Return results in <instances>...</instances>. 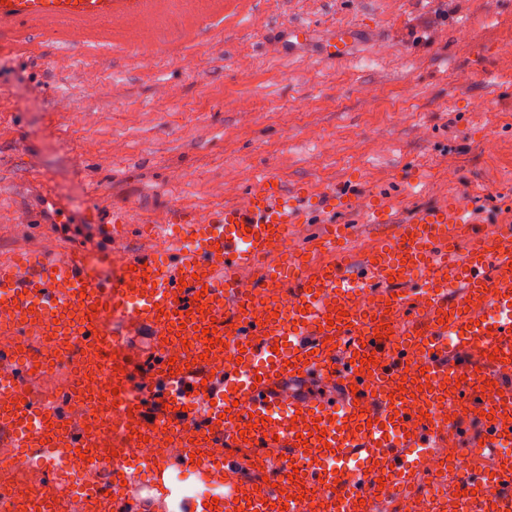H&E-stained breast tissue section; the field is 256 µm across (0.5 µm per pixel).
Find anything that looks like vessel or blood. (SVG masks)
Wrapping results in <instances>:
<instances>
[{
	"label": "vessel or blood",
	"instance_id": "1",
	"mask_svg": "<svg viewBox=\"0 0 512 512\" xmlns=\"http://www.w3.org/2000/svg\"><path fill=\"white\" fill-rule=\"evenodd\" d=\"M189 6V0H0V32L37 25L81 34L123 19L139 25L146 47L167 16ZM307 34V25L289 27L265 49L288 56ZM301 200L336 211L358 197L305 185L290 192L264 173L224 208L191 216L174 210L164 223L148 225L149 239L167 237L165 251H123L129 218L117 213L104 227L107 255L47 247L0 261V307L16 311L13 330L36 327L59 337L78 315L84 344L99 351L108 344L128 349L112 329L116 318L131 323V335L150 336L149 355L112 366L119 390L112 419L136 418L146 435L162 427L180 436L188 454L177 467L218 484L217 510L189 498L183 512H304L303 500L281 499L279 485L286 481L322 491L325 512H389L411 482L417 455L442 447V430L462 448L498 454L512 447V225L493 234L475 231L462 199L400 223L374 203L369 221L384 225L386 235L358 266L343 224H326L303 253L289 252L303 221ZM107 264L108 276L102 273ZM245 272L253 287L282 289V300L250 315L239 311ZM471 296L494 304L497 315L469 311ZM367 300L376 312L363 309ZM385 310L399 314L405 341L389 335ZM217 316L242 349L241 359L204 360L195 352L186 368L172 372L163 341ZM139 372L148 381L127 396ZM312 377L335 385L336 394L287 395L285 383ZM32 381L30 364L16 367L0 406V445L43 449L50 462L62 448L89 447L90 432L69 424L76 392L56 394L46 410ZM443 406L459 411L446 424L431 418ZM318 424L325 438L314 436ZM216 441L228 455L198 459L200 447ZM244 446L279 451L269 481L248 496L247 462L236 454ZM459 468L451 462L448 472L453 512H512L511 458H499L494 472L462 479ZM377 477L383 489L373 487ZM111 503L114 512H138L141 503L117 471Z\"/></svg>",
	"mask_w": 512,
	"mask_h": 512
}]
</instances>
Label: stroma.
Masks as SVG:
<instances>
[{"instance_id": "1", "label": "stroma", "mask_w": 512, "mask_h": 512, "mask_svg": "<svg viewBox=\"0 0 512 512\" xmlns=\"http://www.w3.org/2000/svg\"><path fill=\"white\" fill-rule=\"evenodd\" d=\"M223 24L74 35L25 26L0 47V260L46 244L102 252L113 213L143 225L238 199L260 173L337 186L400 222L451 198L473 223L512 224V0H226ZM305 54L263 40L297 23ZM344 54L322 53L333 33ZM378 235L362 205L305 206L293 242L327 221Z\"/></svg>"}]
</instances>
